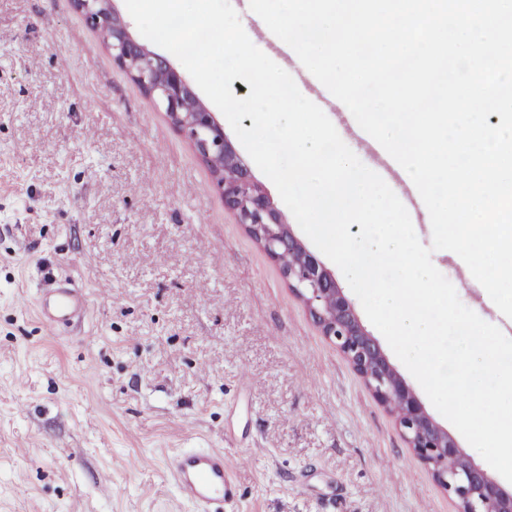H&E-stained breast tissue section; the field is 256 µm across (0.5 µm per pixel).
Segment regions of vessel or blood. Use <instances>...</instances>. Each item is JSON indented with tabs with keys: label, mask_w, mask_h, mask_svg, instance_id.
Segmentation results:
<instances>
[{
	"label": "vessel or blood",
	"mask_w": 512,
	"mask_h": 512,
	"mask_svg": "<svg viewBox=\"0 0 512 512\" xmlns=\"http://www.w3.org/2000/svg\"><path fill=\"white\" fill-rule=\"evenodd\" d=\"M39 318L48 333L88 308L86 297L60 287L36 298ZM180 498L193 504L197 512H224V503L233 497L224 451L220 448L182 450L170 459Z\"/></svg>",
	"instance_id": "b4317fda"
}]
</instances>
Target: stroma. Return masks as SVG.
<instances>
[{"instance_id": "stroma-1", "label": "stroma", "mask_w": 512, "mask_h": 512, "mask_svg": "<svg viewBox=\"0 0 512 512\" xmlns=\"http://www.w3.org/2000/svg\"><path fill=\"white\" fill-rule=\"evenodd\" d=\"M257 46L430 245L354 117L299 59ZM432 262L512 338L453 252ZM54 282L89 310L50 335L33 301ZM187 448L223 449L224 512L457 510L71 0H0V512H196L166 467Z\"/></svg>"}]
</instances>
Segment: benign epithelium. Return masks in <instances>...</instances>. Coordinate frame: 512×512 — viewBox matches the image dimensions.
I'll list each match as a JSON object with an SVG mask.
<instances>
[{"label":"benign epithelium","instance_id":"1","mask_svg":"<svg viewBox=\"0 0 512 512\" xmlns=\"http://www.w3.org/2000/svg\"><path fill=\"white\" fill-rule=\"evenodd\" d=\"M111 3L73 0L76 10L104 35L114 62L163 107L171 122L193 143L214 173L224 210L236 216L279 265L322 334L336 344L376 401L393 414L408 448L429 469L435 482L456 499L458 512H512V494L477 465L426 411L363 326L332 271L293 234L280 209L252 178L214 113L168 60L131 37Z\"/></svg>","mask_w":512,"mask_h":512}]
</instances>
